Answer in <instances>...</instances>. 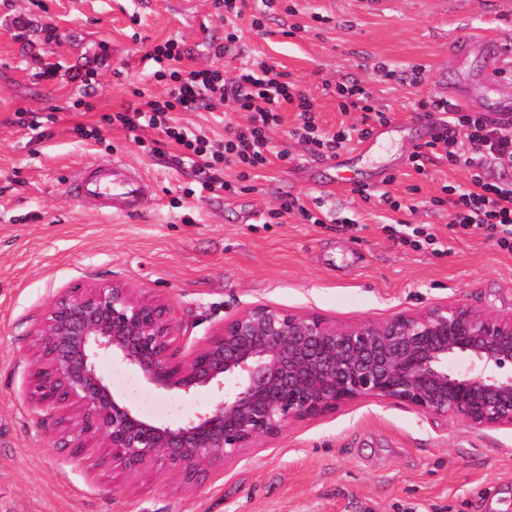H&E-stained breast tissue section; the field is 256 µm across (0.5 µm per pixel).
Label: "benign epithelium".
<instances>
[{"label": "benign epithelium", "instance_id": "benign-epithelium-1", "mask_svg": "<svg viewBox=\"0 0 512 512\" xmlns=\"http://www.w3.org/2000/svg\"><path fill=\"white\" fill-rule=\"evenodd\" d=\"M27 388L53 445L93 468H145L197 486L288 427L363 401L404 404L442 428L512 429V314L458 302L338 324L317 313L253 304L190 350L163 296L114 281L52 297L33 330ZM149 384L216 403L179 424L140 418L97 372L99 351Z\"/></svg>", "mask_w": 512, "mask_h": 512}]
</instances>
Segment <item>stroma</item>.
Returning a JSON list of instances; mask_svg holds the SVG:
<instances>
[{"label": "stroma", "instance_id": "stroma-1", "mask_svg": "<svg viewBox=\"0 0 512 512\" xmlns=\"http://www.w3.org/2000/svg\"><path fill=\"white\" fill-rule=\"evenodd\" d=\"M238 36L236 52L214 54L224 18L211 0H0V512H512V430L443 429L402 404L359 402L295 423L189 488L169 474L99 472L51 445L27 400L32 329L53 295L78 284L123 281L164 296L188 347L254 303L339 323L459 301L512 312V252L480 232L449 230L447 208L433 203L442 185H468V168L438 160L420 174L411 163L427 137L411 111L438 81L465 86L482 104L512 105V87L486 84V56L440 67L459 39L512 44V0L494 11L486 0H384L376 12L361 0H277L261 27L244 15ZM170 38L181 41L186 68L230 77L256 56L288 71L327 132L362 126L363 115L339 111L324 83L361 84L373 106L389 110L392 128L369 153L353 138L342 151L345 174L360 183L389 175L384 189L403 218L433 227L440 250L395 245L384 229L388 207L337 186L335 170L291 136L292 111L270 132L266 168L244 179L226 170L235 192L172 208L193 182L191 168L99 123L126 107L134 89L163 92L141 57ZM383 64L423 66L424 79L398 83L380 72ZM20 112L49 121L38 133L17 123ZM79 124L100 125V139L78 137ZM114 157L153 184L139 216L111 217L65 193L74 168ZM294 198L324 208L330 223L293 214L265 223L268 210ZM346 219L358 231L345 230ZM96 367L151 422H182L215 401L207 388L157 389L109 353Z\"/></svg>", "mask_w": 512, "mask_h": 512}]
</instances>
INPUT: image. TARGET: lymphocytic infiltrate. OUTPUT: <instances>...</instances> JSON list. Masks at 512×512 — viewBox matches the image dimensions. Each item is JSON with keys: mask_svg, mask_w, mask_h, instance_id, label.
<instances>
[{"mask_svg": "<svg viewBox=\"0 0 512 512\" xmlns=\"http://www.w3.org/2000/svg\"><path fill=\"white\" fill-rule=\"evenodd\" d=\"M146 57L157 65L152 77L164 85V95L135 89L127 107L104 115L103 120L129 132L159 130L162 140H151L145 149L154 154L166 144L175 150L172 164H191L194 184L186 188V196L232 191V182L222 176L226 168L265 166L267 132L281 122L284 109L297 112L299 124L293 134L315 155L336 154L349 140L348 132L342 129L332 134L323 132L312 98L298 88L287 71L266 61L253 60L231 78L217 68L182 70L177 66L183 57L182 47L173 38L154 46ZM229 102L248 118L246 124L228 127L221 139L187 131L173 117L177 111L213 109ZM414 107L427 113L455 112L456 125L466 130V150H459L456 136L445 132L428 145L432 158L452 164L465 162L470 171L469 188L444 185L442 197L435 200L437 206L449 208L451 228L480 231L499 248L512 252V190L489 180L485 172L490 164L512 169V133L488 124L480 113L455 109L445 99H421Z\"/></svg>", "mask_w": 512, "mask_h": 512, "instance_id": "lymphocytic-infiltrate-1", "label": "lymphocytic infiltrate"}]
</instances>
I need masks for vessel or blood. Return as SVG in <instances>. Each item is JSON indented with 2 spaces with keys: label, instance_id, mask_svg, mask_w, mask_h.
Listing matches in <instances>:
<instances>
[{
  "label": "vessel or blood",
  "instance_id": "b4317fda",
  "mask_svg": "<svg viewBox=\"0 0 512 512\" xmlns=\"http://www.w3.org/2000/svg\"><path fill=\"white\" fill-rule=\"evenodd\" d=\"M497 44L489 42L459 41L451 48L458 61L471 55L496 56ZM149 179L127 170L119 160L94 162L78 167L69 184V192L75 200L95 205L104 213L132 216L149 192Z\"/></svg>",
  "mask_w": 512,
  "mask_h": 512
}]
</instances>
